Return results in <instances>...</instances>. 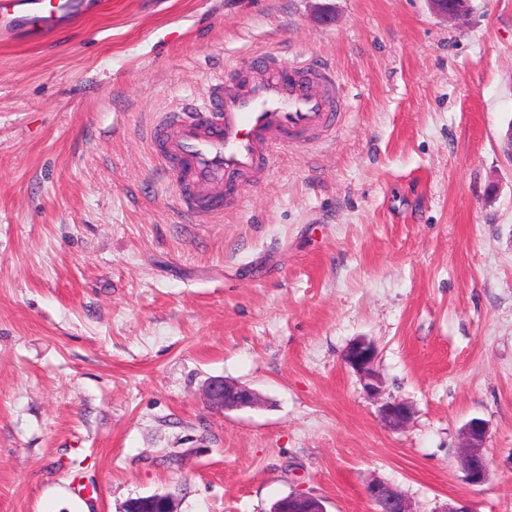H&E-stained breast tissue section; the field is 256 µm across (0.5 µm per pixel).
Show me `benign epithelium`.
I'll list each match as a JSON object with an SVG mask.
<instances>
[{"label":"benign epithelium","mask_w":512,"mask_h":512,"mask_svg":"<svg viewBox=\"0 0 512 512\" xmlns=\"http://www.w3.org/2000/svg\"><path fill=\"white\" fill-rule=\"evenodd\" d=\"M376 350L364 340L351 343L344 353V362L359 376L366 395L375 403L381 422L389 429L406 428L413 418L412 408L405 402L384 397L383 381L375 368ZM206 403L219 411L251 407L258 403L252 390L224 380H209L203 388ZM488 427L481 419L470 420L462 429L460 464L465 480L472 486L486 483L490 477L488 459L484 453ZM366 497L377 507V512H415L404 494L385 481L373 477L365 486ZM178 512L174 498L169 494H153L130 500L123 512ZM271 512H327L322 501L314 496L293 492L279 499Z\"/></svg>","instance_id":"7a95c632"}]
</instances>
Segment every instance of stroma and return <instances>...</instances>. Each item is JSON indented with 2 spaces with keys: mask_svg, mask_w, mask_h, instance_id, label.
I'll use <instances>...</instances> for the list:
<instances>
[{
  "mask_svg": "<svg viewBox=\"0 0 512 512\" xmlns=\"http://www.w3.org/2000/svg\"><path fill=\"white\" fill-rule=\"evenodd\" d=\"M96 3L0 41V512H375L373 477L512 512V0ZM261 52L331 65L350 110L190 222L148 130ZM358 338L407 428L344 363ZM213 377L260 405L211 409ZM487 433L488 427L481 419L470 420L461 432L460 464L465 480L472 486H480L490 477V467L484 453ZM271 512H327V510L319 498L293 492L279 499ZM148 509L149 511H140ZM123 512H178L174 498L169 494H153L129 500Z\"/></svg>",
  "mask_w": 512,
  "mask_h": 512,
  "instance_id": "35a3bbf8",
  "label": "stroma"
}]
</instances>
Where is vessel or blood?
I'll return each instance as SVG.
<instances>
[{"label": "vessel or blood", "instance_id": "vessel-or-blood-1", "mask_svg": "<svg viewBox=\"0 0 512 512\" xmlns=\"http://www.w3.org/2000/svg\"><path fill=\"white\" fill-rule=\"evenodd\" d=\"M16 5L0 0V37L21 28L47 39L78 0H34V11L21 16ZM346 112L339 80L327 66L298 59L285 69L277 57L258 54L236 83L217 77L199 102L165 113L151 140L184 210L198 215L212 209V190H235L263 176L285 147L323 142Z\"/></svg>", "mask_w": 512, "mask_h": 512}]
</instances>
